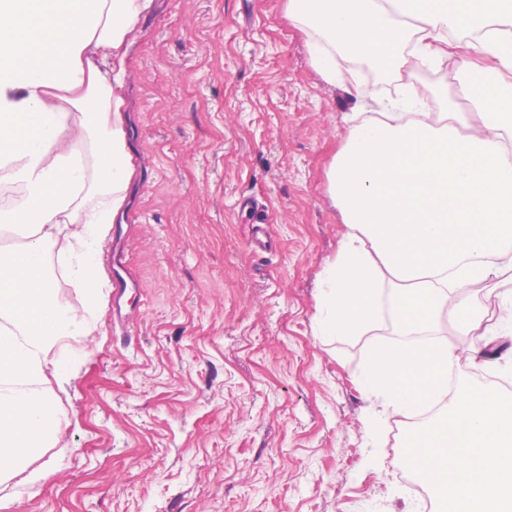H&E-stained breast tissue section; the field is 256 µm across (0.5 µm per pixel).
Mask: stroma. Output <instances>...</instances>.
I'll use <instances>...</instances> for the list:
<instances>
[{
    "instance_id": "35a3bbf8",
    "label": "stroma",
    "mask_w": 512,
    "mask_h": 512,
    "mask_svg": "<svg viewBox=\"0 0 512 512\" xmlns=\"http://www.w3.org/2000/svg\"><path fill=\"white\" fill-rule=\"evenodd\" d=\"M285 0H153L125 57L123 320L100 327L55 395L64 433L8 483L9 512H436L381 443L355 379L368 337L313 333L345 230L325 169L360 101L313 68ZM458 386L473 368L455 325Z\"/></svg>"
}]
</instances>
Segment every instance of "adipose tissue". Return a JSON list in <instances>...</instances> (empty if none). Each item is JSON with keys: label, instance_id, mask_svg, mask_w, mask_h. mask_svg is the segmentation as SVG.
<instances>
[{"label": "adipose tissue", "instance_id": "adipose-tissue-1", "mask_svg": "<svg viewBox=\"0 0 512 512\" xmlns=\"http://www.w3.org/2000/svg\"><path fill=\"white\" fill-rule=\"evenodd\" d=\"M151 0H0V487L36 484L29 457L65 427L52 384L99 329L101 248L126 204L124 61ZM322 77L362 94L353 64L401 77L399 98L348 116L327 171L346 227L324 269L314 333L370 334L389 298L397 344L373 341L357 377L365 425L423 419L406 460L445 512H512V403L449 389L443 320L486 348L512 339V0H286ZM462 57L463 67L448 61ZM440 71L418 89L419 68ZM85 306L63 305L48 255ZM502 307L489 316L485 301Z\"/></svg>", "mask_w": 512, "mask_h": 512}]
</instances>
